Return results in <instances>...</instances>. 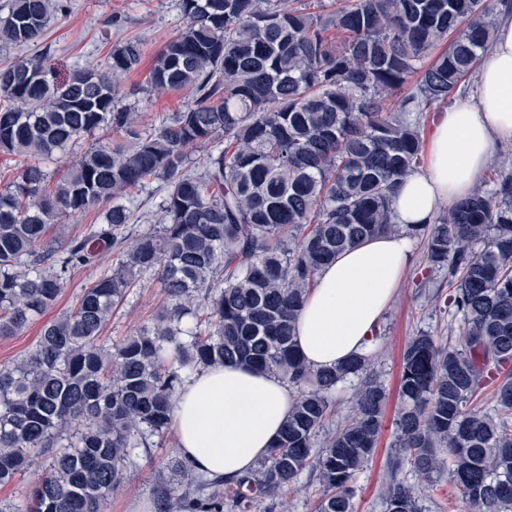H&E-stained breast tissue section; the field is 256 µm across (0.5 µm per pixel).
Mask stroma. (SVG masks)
<instances>
[{"mask_svg": "<svg viewBox=\"0 0 512 512\" xmlns=\"http://www.w3.org/2000/svg\"><path fill=\"white\" fill-rule=\"evenodd\" d=\"M64 3V10L52 16L42 45L0 49V67L19 57H43L42 52L47 49L51 52L50 57H45L47 65L62 77L77 68L105 66L113 45L138 38L145 44L146 56L140 68L124 78L120 106L141 113L147 125L157 126L190 103L187 93L157 94L148 91L146 84L152 56L181 22L178 0H64ZM423 251V244L415 245L412 263L380 323V357L374 369L384 381L389 398L377 452L354 481V512H385L383 491L387 461L395 450V422L400 407L398 381L405 344L422 331L447 339L457 336L462 327L460 315L439 311L421 295L424 287L443 292L449 289L447 274L426 273ZM164 299L158 279L144 275L124 304L113 311L102 333L103 341L118 344L126 336L150 325L153 312ZM178 458L170 440L164 447L148 452L137 449L133 465L121 487L108 499L105 512H136L141 501L156 500L158 488ZM402 476L406 484L419 492L422 512H465L466 507L455 496L447 475L426 480L406 466Z\"/></svg>", "mask_w": 512, "mask_h": 512, "instance_id": "35a3bbf8", "label": "stroma"}]
</instances>
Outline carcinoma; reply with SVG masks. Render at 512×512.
<instances>
[{
  "mask_svg": "<svg viewBox=\"0 0 512 512\" xmlns=\"http://www.w3.org/2000/svg\"><path fill=\"white\" fill-rule=\"evenodd\" d=\"M182 24L154 57L152 91L192 102L147 129L118 106L143 42L65 79L26 58L0 68V338L53 309L84 270L104 267L73 311L47 322L26 356L0 364V486L35 463L28 512H103L138 448L167 437L184 378L239 362L298 392L280 434L238 478L176 464L162 512H259L308 469L316 512H353L357 473L373 459L387 403L374 347L314 370L294 327L318 271L383 233L425 238L431 300L463 317L455 344L420 332L405 346L386 512H421L403 464L427 479L448 466L468 512H512V170L494 168L433 224L394 223L392 193L422 164L420 130L491 43L512 0H180ZM52 0H11L0 47L42 42ZM448 43L437 54L433 50ZM397 99L392 96L402 90ZM92 143H87V140ZM69 150L61 176L47 164ZM154 181L156 212L133 195ZM102 206L101 223L49 237L66 216ZM113 255L104 265L102 252ZM145 274L165 301L152 324L100 342ZM360 379L352 417L314 448L336 388ZM493 412L483 409L485 400Z\"/></svg>",
  "mask_w": 512,
  "mask_h": 512,
  "instance_id": "cac0c4a2",
  "label": "carcinoma"
}]
</instances>
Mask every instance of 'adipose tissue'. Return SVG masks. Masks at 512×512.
Returning a JSON list of instances; mask_svg holds the SVG:
<instances>
[{
  "label": "adipose tissue",
  "instance_id": "obj_1",
  "mask_svg": "<svg viewBox=\"0 0 512 512\" xmlns=\"http://www.w3.org/2000/svg\"><path fill=\"white\" fill-rule=\"evenodd\" d=\"M427 138L425 166L395 191L397 223H432L439 206L473 193L495 144L512 145V12L498 16L474 90L437 114ZM412 252L408 235H378L319 271L296 323L298 349L314 368L333 369L371 349ZM295 398L277 376L243 364L201 369L173 404L176 451L200 472H250L277 438Z\"/></svg>",
  "mask_w": 512,
  "mask_h": 512
}]
</instances>
